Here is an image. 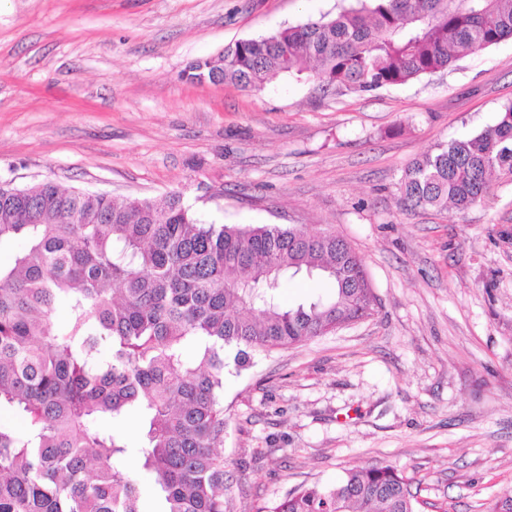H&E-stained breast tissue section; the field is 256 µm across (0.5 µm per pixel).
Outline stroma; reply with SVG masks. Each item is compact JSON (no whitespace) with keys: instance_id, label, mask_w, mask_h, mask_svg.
I'll return each mask as SVG.
<instances>
[{"instance_id":"stroma-1","label":"stroma","mask_w":512,"mask_h":512,"mask_svg":"<svg viewBox=\"0 0 512 512\" xmlns=\"http://www.w3.org/2000/svg\"><path fill=\"white\" fill-rule=\"evenodd\" d=\"M337 2L0 0V181L336 232L374 311L226 376V512L380 464L421 512H484L512 488V177L465 212L407 210L399 187L512 103V40L370 93L180 77Z\"/></svg>"}]
</instances>
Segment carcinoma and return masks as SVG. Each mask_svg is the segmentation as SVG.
I'll use <instances>...</instances> for the list:
<instances>
[{
    "instance_id": "obj_1",
    "label": "carcinoma",
    "mask_w": 512,
    "mask_h": 512,
    "mask_svg": "<svg viewBox=\"0 0 512 512\" xmlns=\"http://www.w3.org/2000/svg\"><path fill=\"white\" fill-rule=\"evenodd\" d=\"M512 39V0H354L332 16L236 40L210 68L259 89L308 75L373 92L446 70L460 55ZM512 175V104L496 124L410 166L407 209L462 212ZM0 512H141V478L161 512H224V375L253 352L299 345L371 315L374 294L351 246L330 230L204 223L181 197L125 198L53 182H0ZM300 274L334 291L295 307L281 288ZM66 316L57 321L54 312ZM137 414L138 466L125 438L96 425ZM397 467H352L303 484L263 512H418ZM485 512H512V490Z\"/></svg>"
}]
</instances>
